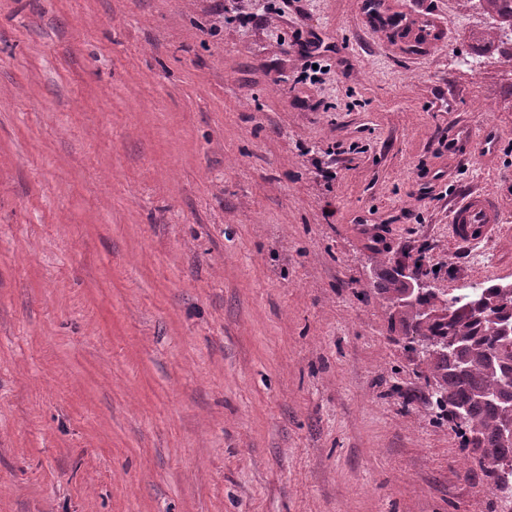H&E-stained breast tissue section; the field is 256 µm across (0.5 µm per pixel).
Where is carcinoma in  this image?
Segmentation results:
<instances>
[{
    "label": "carcinoma",
    "mask_w": 512,
    "mask_h": 512,
    "mask_svg": "<svg viewBox=\"0 0 512 512\" xmlns=\"http://www.w3.org/2000/svg\"><path fill=\"white\" fill-rule=\"evenodd\" d=\"M481 7L498 22L494 30L512 34V0H483ZM380 265L376 289L392 304L404 290L402 274L390 258ZM393 318L411 351L421 338L446 341L428 361L436 416L453 422L462 447L478 455L493 490L505 477L512 481V471H505L512 442L502 436L506 408L512 407V332L505 331L512 326V291L489 282L456 293L430 291L414 305L393 310Z\"/></svg>",
    "instance_id": "carcinoma-1"
}]
</instances>
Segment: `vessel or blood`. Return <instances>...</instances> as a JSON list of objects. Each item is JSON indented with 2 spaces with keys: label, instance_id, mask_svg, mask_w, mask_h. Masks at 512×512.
I'll use <instances>...</instances> for the list:
<instances>
[{
  "label": "vessel or blood",
  "instance_id": "vessel-or-blood-1",
  "mask_svg": "<svg viewBox=\"0 0 512 512\" xmlns=\"http://www.w3.org/2000/svg\"><path fill=\"white\" fill-rule=\"evenodd\" d=\"M399 35L404 41L418 46L435 43L437 28L428 21L402 25ZM449 236L459 244L473 245L495 236L500 231L497 202L491 196L469 192L459 196L449 214Z\"/></svg>",
  "mask_w": 512,
  "mask_h": 512
}]
</instances>
